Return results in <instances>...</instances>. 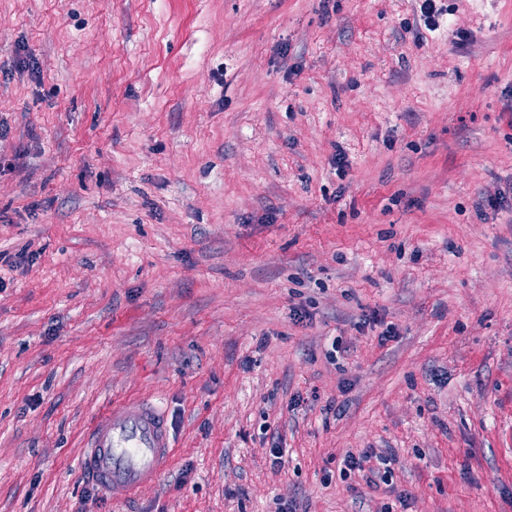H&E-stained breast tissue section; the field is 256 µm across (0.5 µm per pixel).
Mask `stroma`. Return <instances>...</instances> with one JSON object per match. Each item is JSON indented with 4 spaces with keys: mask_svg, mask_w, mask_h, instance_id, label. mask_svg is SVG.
<instances>
[{
    "mask_svg": "<svg viewBox=\"0 0 512 512\" xmlns=\"http://www.w3.org/2000/svg\"><path fill=\"white\" fill-rule=\"evenodd\" d=\"M439 3L0 0V512H512V0ZM83 448L81 472L116 502L154 483L174 451L163 410L145 398L107 407L87 429Z\"/></svg>",
    "mask_w": 512,
    "mask_h": 512,
    "instance_id": "1",
    "label": "stroma"
}]
</instances>
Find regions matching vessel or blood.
<instances>
[{
    "label": "vessel or blood",
    "mask_w": 512,
    "mask_h": 512,
    "mask_svg": "<svg viewBox=\"0 0 512 512\" xmlns=\"http://www.w3.org/2000/svg\"><path fill=\"white\" fill-rule=\"evenodd\" d=\"M173 457L163 410L145 398L107 407L86 432L79 468L111 500L123 502L154 483Z\"/></svg>",
    "instance_id": "1"
}]
</instances>
